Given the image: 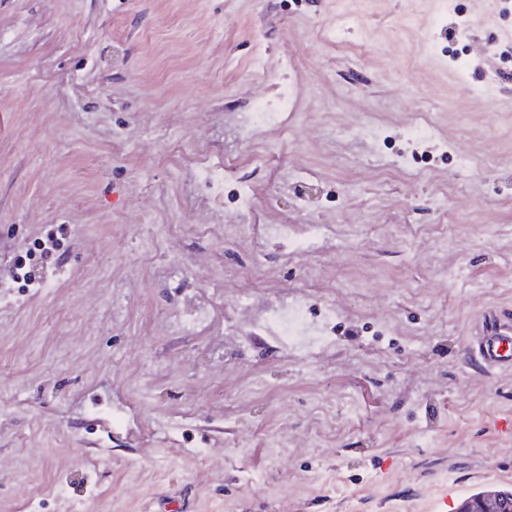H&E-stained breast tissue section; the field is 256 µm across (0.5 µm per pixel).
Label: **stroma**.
<instances>
[{"label":"stroma","instance_id":"stroma-1","mask_svg":"<svg viewBox=\"0 0 512 512\" xmlns=\"http://www.w3.org/2000/svg\"><path fill=\"white\" fill-rule=\"evenodd\" d=\"M340 15L357 26L337 37ZM284 81L271 176L246 114ZM178 138L255 185L243 216L225 185V220L325 224L324 246L198 237ZM176 222L183 263L213 257L193 284L210 333L173 322ZM255 249L258 284L237 267ZM18 258L35 278L0 276V512H147L163 491L187 512H457L512 489V369L463 356L512 308V2L0 0V268ZM299 298L336 309L316 357L251 334Z\"/></svg>","mask_w":512,"mask_h":512}]
</instances>
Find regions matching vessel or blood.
<instances>
[{"instance_id":"vessel-or-blood-1","label":"vessel or blood","mask_w":512,"mask_h":512,"mask_svg":"<svg viewBox=\"0 0 512 512\" xmlns=\"http://www.w3.org/2000/svg\"><path fill=\"white\" fill-rule=\"evenodd\" d=\"M467 353L485 370L512 368V314L488 313L478 325Z\"/></svg>"}]
</instances>
